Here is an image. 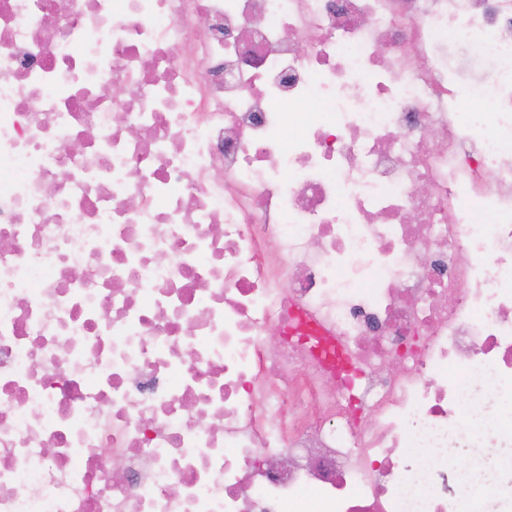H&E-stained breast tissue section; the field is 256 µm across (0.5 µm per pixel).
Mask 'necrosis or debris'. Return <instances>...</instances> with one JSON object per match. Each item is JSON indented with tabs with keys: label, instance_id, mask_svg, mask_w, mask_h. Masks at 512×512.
I'll list each match as a JSON object with an SVG mask.
<instances>
[{
	"label": "necrosis or debris",
	"instance_id": "obj_1",
	"mask_svg": "<svg viewBox=\"0 0 512 512\" xmlns=\"http://www.w3.org/2000/svg\"><path fill=\"white\" fill-rule=\"evenodd\" d=\"M459 2L0 0V512H512V0ZM451 61L461 66L466 80L478 78L487 68V64L467 44H458L454 47Z\"/></svg>",
	"mask_w": 512,
	"mask_h": 512
}]
</instances>
